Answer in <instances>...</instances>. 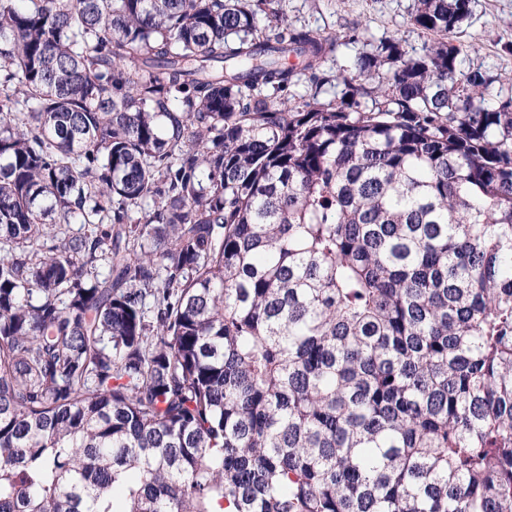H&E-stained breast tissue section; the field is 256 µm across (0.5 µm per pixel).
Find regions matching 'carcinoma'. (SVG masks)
<instances>
[{
	"label": "carcinoma",
	"mask_w": 512,
	"mask_h": 512,
	"mask_svg": "<svg viewBox=\"0 0 512 512\" xmlns=\"http://www.w3.org/2000/svg\"><path fill=\"white\" fill-rule=\"evenodd\" d=\"M274 4L0 0V512H512V93Z\"/></svg>",
	"instance_id": "cac0c4a2"
}]
</instances>
